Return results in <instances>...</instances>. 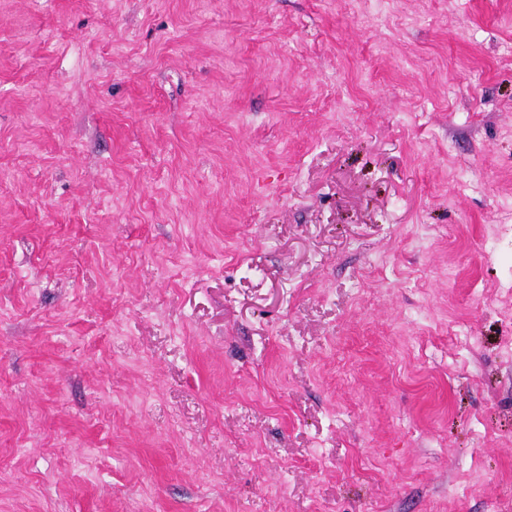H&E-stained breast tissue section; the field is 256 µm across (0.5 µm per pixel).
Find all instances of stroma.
Here are the masks:
<instances>
[{
	"label": "stroma",
	"instance_id": "stroma-1",
	"mask_svg": "<svg viewBox=\"0 0 512 512\" xmlns=\"http://www.w3.org/2000/svg\"><path fill=\"white\" fill-rule=\"evenodd\" d=\"M356 10L0 0V512H512V0Z\"/></svg>",
	"mask_w": 512,
	"mask_h": 512
}]
</instances>
